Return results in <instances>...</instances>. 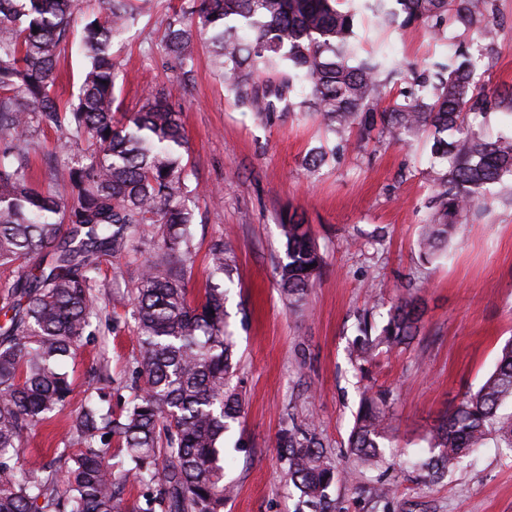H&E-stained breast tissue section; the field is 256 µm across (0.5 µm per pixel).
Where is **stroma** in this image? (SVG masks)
<instances>
[{"label": "stroma", "mask_w": 512, "mask_h": 512, "mask_svg": "<svg viewBox=\"0 0 512 512\" xmlns=\"http://www.w3.org/2000/svg\"><path fill=\"white\" fill-rule=\"evenodd\" d=\"M180 0H155L151 15L130 29L113 53L116 91L127 110L143 92H170L187 139L184 160L209 195L196 202L190 296L203 293L206 254L219 239L236 257L227 310L238 361L235 383L245 395L242 417L224 438L225 480L234 496L224 512H296L298 493L283 477L282 429L315 423L342 479L331 490L336 512H512V450L496 438L475 449L441 482L409 469L407 458L430 456L439 422L494 370L512 341V203L470 214L448 245V255L422 264L416 240L430 214L436 170L427 136L395 142L378 133H328L312 112L267 123L237 107L213 72L209 51L197 43L193 75L163 47L165 20ZM354 9L361 53L400 61L405 72L386 86L385 103L399 100L414 75L464 48L477 35L445 23L440 36L415 23L378 27L362 0ZM499 41L481 48L479 72L488 89L512 87V0H494ZM325 146L330 159L318 170L307 160ZM303 212L324 258L320 276L301 306L283 298L275 268L285 257L283 217ZM153 244L138 253L103 257L101 306L131 296ZM412 298L422 329L408 345L378 349L358 367L350 351L362 319L381 328L391 305ZM113 330L100 321L95 336L68 362L72 392L65 407L37 423L22 453L27 463L51 459L88 394L99 367L111 378L113 411L130 396L138 343L128 320ZM389 395L393 455L375 471L359 469L348 438L364 391Z\"/></svg>", "instance_id": "35a3bbf8"}]
</instances>
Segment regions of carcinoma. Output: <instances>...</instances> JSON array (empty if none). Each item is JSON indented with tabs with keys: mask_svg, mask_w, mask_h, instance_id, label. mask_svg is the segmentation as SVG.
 Returning <instances> with one entry per match:
<instances>
[{
	"mask_svg": "<svg viewBox=\"0 0 512 512\" xmlns=\"http://www.w3.org/2000/svg\"><path fill=\"white\" fill-rule=\"evenodd\" d=\"M383 26L419 22L438 36L447 20L475 30L480 41L500 36L492 0H363ZM152 0H102L79 36L84 58L79 92L54 94L60 47L73 34L78 0H0V267L18 275L0 283V512H224V433L244 410L232 384L234 340L228 329L232 250L209 248L202 299L188 300L194 210L202 195L184 163L186 137L167 93L150 89L139 108L122 112L116 96L113 43L152 11ZM354 14L336 0H186L166 19L164 44L190 78L194 44L205 41L212 64L238 107L271 120L308 108L334 135L379 128L393 140L431 131L432 156L446 162L435 178L432 213L418 240L420 258L445 254L448 238L471 210L487 203L489 187L512 182V138L491 139L479 118L488 90L478 78L481 57L462 55L414 77L426 94L404 91V102L380 108L398 74L393 62L361 58ZM55 128L71 154L60 170L47 164V187L33 181L31 131ZM281 230L285 260L279 287L293 304L305 300L323 265L311 229L293 213ZM159 239L160 252L140 274L132 297L139 345L132 397L120 414L96 387L46 464L20 458L31 428L65 405L72 391L63 362L91 336L101 313L96 273L104 255H122ZM312 268H307V265ZM416 302L394 305L380 333L361 324L353 350L365 363L373 348L409 343L418 333ZM512 343L477 391L465 394L433 431L429 477L453 471L467 451L495 432L512 448ZM391 431L387 398L364 394L348 448L367 469L386 463ZM111 439H106V436ZM121 445L120 459L112 440ZM288 482L309 512H332L336 461L314 424L279 436ZM142 487L129 505L120 485Z\"/></svg>",
	"mask_w": 512,
	"mask_h": 512,
	"instance_id": "obj_1",
	"label": "carcinoma"
}]
</instances>
